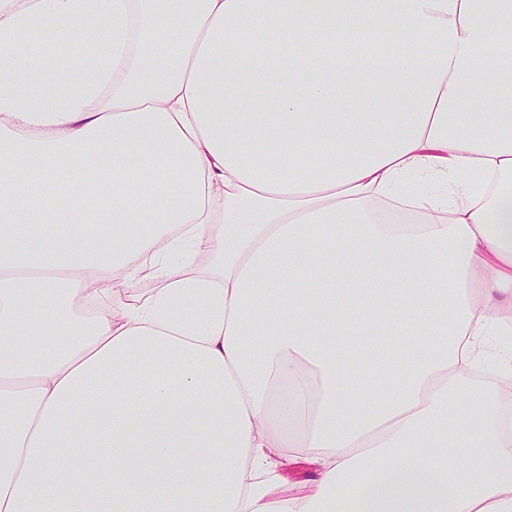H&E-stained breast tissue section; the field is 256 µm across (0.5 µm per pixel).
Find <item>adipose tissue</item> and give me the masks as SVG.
<instances>
[{"mask_svg":"<svg viewBox=\"0 0 512 512\" xmlns=\"http://www.w3.org/2000/svg\"><path fill=\"white\" fill-rule=\"evenodd\" d=\"M511 29L512 0H0V512H512V413L462 381L512 329V109L478 108ZM397 334L420 362L353 372Z\"/></svg>","mask_w":512,"mask_h":512,"instance_id":"adipose-tissue-1","label":"adipose tissue"}]
</instances>
